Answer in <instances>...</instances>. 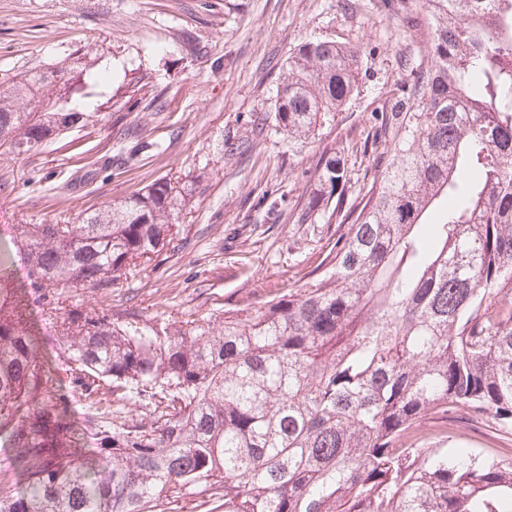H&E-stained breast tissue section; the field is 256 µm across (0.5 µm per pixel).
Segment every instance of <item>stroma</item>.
<instances>
[{
	"label": "stroma",
	"instance_id": "obj_1",
	"mask_svg": "<svg viewBox=\"0 0 512 512\" xmlns=\"http://www.w3.org/2000/svg\"><path fill=\"white\" fill-rule=\"evenodd\" d=\"M409 9V0H0V84L37 65L85 67L69 106L90 116L30 152L0 148V251L13 225L75 224L167 177L192 189L180 234L128 287L65 296L164 322L299 286L336 238L335 224L288 221L317 160L345 148L353 190L367 187L376 163L359 147L372 113L391 106L411 67L431 63L433 30L422 17L408 22ZM311 38L360 48L358 91L307 140L271 121L254 126L273 106L280 67ZM139 77L144 87H134ZM229 138L259 146L228 155ZM267 189L283 219L267 218ZM29 328L74 418L72 453L93 447L96 430L152 423L150 399L87 395L39 310ZM413 442L512 467V432L464 415L424 417Z\"/></svg>",
	"mask_w": 512,
	"mask_h": 512
}]
</instances>
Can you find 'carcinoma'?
Instances as JSON below:
<instances>
[{
  "label": "carcinoma",
  "instance_id": "obj_1",
  "mask_svg": "<svg viewBox=\"0 0 512 512\" xmlns=\"http://www.w3.org/2000/svg\"><path fill=\"white\" fill-rule=\"evenodd\" d=\"M431 66L373 113L363 153L387 163L356 203L324 154L294 223L346 231L299 288L221 316L155 322L60 305L65 288L119 289L180 233L191 193L159 178L77 224H16L33 299L0 263V442L28 474L0 479V512H165L169 491L215 488L224 512H512V468L406 444L420 419L463 411L512 430V0H412ZM361 53L311 39L289 56L276 126L306 139L359 87ZM33 68L0 87V147L30 151L77 124L39 96L75 77ZM52 319L85 390L157 400L149 427L97 433L94 458L26 329Z\"/></svg>",
  "mask_w": 512,
  "mask_h": 512
}]
</instances>
